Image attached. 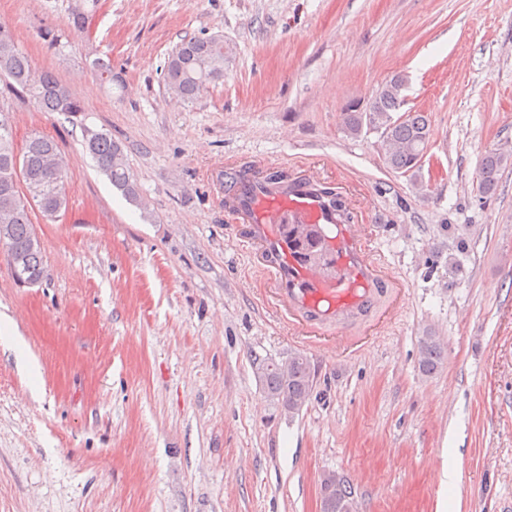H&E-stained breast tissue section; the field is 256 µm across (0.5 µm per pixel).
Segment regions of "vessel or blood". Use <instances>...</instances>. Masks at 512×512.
I'll return each instance as SVG.
<instances>
[{"label":"vessel or blood","mask_w":512,"mask_h":512,"mask_svg":"<svg viewBox=\"0 0 512 512\" xmlns=\"http://www.w3.org/2000/svg\"><path fill=\"white\" fill-rule=\"evenodd\" d=\"M211 180L224 207L241 221L253 265L306 333L343 326L372 308L390 278L366 225L336 207L320 178L279 182L218 163Z\"/></svg>","instance_id":"1"}]
</instances>
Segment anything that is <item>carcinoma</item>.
<instances>
[{"instance_id":"1","label":"carcinoma","mask_w":512,"mask_h":512,"mask_svg":"<svg viewBox=\"0 0 512 512\" xmlns=\"http://www.w3.org/2000/svg\"><path fill=\"white\" fill-rule=\"evenodd\" d=\"M98 0H70L68 18L78 28L87 26L97 9ZM224 36L211 34L185 39L168 55L164 81L169 97L178 104H192L210 86L224 79ZM90 66L105 84L112 83V63L100 56ZM8 79L7 88L14 95L34 104L41 112H55L77 117L85 111L80 99L72 95L48 71L32 68L27 55L19 48L10 29L0 26V78ZM405 79L399 75L386 81L366 106L350 103L343 113L345 131L359 136L365 130L379 132L384 146L385 163L395 171L416 173L422 168V158L430 139V119L427 113L402 111ZM83 144L100 171L112 185L131 202L140 204L137 184L125 160L122 145L111 134L83 127ZM19 163L25 172L28 194L9 191L0 185V226L11 247L23 254L24 271L38 278L46 277L41 245L33 244L37 237L34 217L40 213L51 220L66 211L68 200L64 184V166L56 141L40 133L31 134L24 147H15L12 128L0 123V176L7 168ZM512 162L506 151H492L481 163V186L484 191L495 189L499 173ZM444 351L435 337L421 338L419 366L425 373L438 370ZM258 373L266 397L288 412L300 410L310 399L313 389L308 359L296 355L283 367L273 361H263ZM330 495L331 512H346L353 507L351 490L343 479L336 480Z\"/></svg>"}]
</instances>
